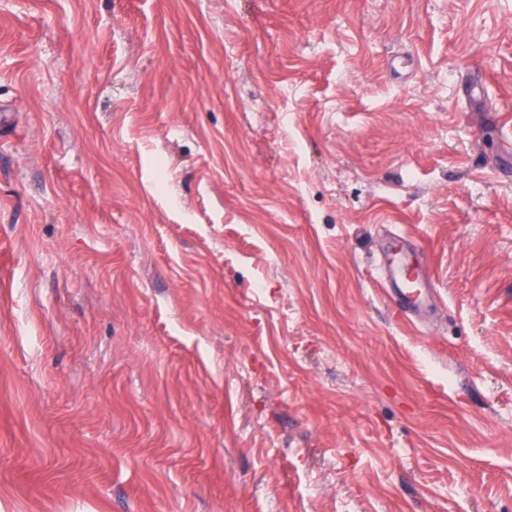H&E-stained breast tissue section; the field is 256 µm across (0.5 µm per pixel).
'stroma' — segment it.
<instances>
[{
    "label": "stroma",
    "mask_w": 512,
    "mask_h": 512,
    "mask_svg": "<svg viewBox=\"0 0 512 512\" xmlns=\"http://www.w3.org/2000/svg\"><path fill=\"white\" fill-rule=\"evenodd\" d=\"M510 147L512 0H0V512H512ZM413 275V280H409ZM389 277L391 300L405 312L425 308L428 304L427 295L431 283L422 272L412 263L409 257L400 251L394 253L385 274L381 271L382 280Z\"/></svg>",
    "instance_id": "stroma-1"
}]
</instances>
